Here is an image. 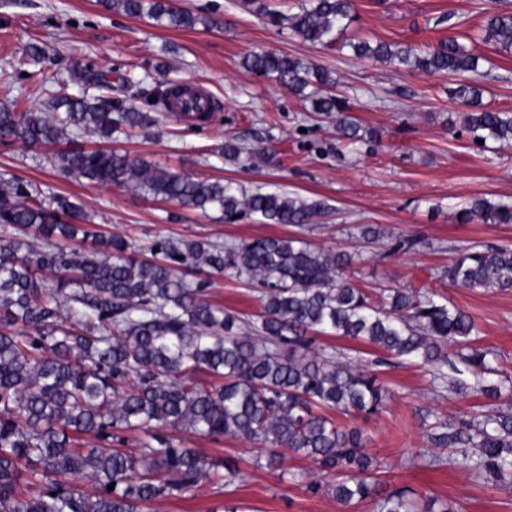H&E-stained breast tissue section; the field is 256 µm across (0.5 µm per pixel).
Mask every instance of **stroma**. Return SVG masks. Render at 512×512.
<instances>
[{
    "label": "stroma",
    "instance_id": "35a3bbf8",
    "mask_svg": "<svg viewBox=\"0 0 512 512\" xmlns=\"http://www.w3.org/2000/svg\"><path fill=\"white\" fill-rule=\"evenodd\" d=\"M203 19L190 29L161 28L151 21L103 10L97 0H0V70L15 74L13 94L26 107L44 106L53 87L42 80L39 63L28 60L29 44L44 47L55 73L68 81L71 60L93 70L131 75L149 92L174 80L211 93L222 104L205 123L169 114L160 135L139 131L118 136L112 148L196 178L232 181L247 192H284L325 202L313 223L263 224L247 216L227 224L203 213L123 187H101L64 177L42 165L43 148L0 145V171L8 170L44 190L82 205L102 231L139 244L162 238L220 243L258 237H300L324 251L354 254L346 274L373 301L384 302L393 288H411L449 299L475 320L477 346L495 352L494 363L512 375V290L459 288L443 271L459 249L512 248V224L474 220L464 224L463 202L485 198L512 205V147L473 140L462 123L466 105L453 99L455 80L355 58L339 45H312L243 0H172ZM345 36L372 42L432 46L454 36L487 57L480 80L482 102L512 113V55L481 42L484 11L512 12V0H355ZM272 51L312 62L329 71L337 94L349 99L353 116L378 133L374 144L337 138L336 118L310 112L308 103L264 76L247 74L249 53ZM253 148V155L227 160V138ZM263 155H256V148ZM380 228L379 242L365 243L358 228ZM412 238L416 248L396 250ZM209 301L241 322L261 310L258 288L235 272L213 278ZM315 352L362 368L376 366L394 397L372 417L339 411V424L363 428L368 453L381 470L385 488L407 487L418 497L447 503L450 512H512V477L475 479L449 464H433L437 450L427 440V414L444 419L480 410L481 398L459 397L430 383L428 366L387 355L381 349L322 334ZM175 441L195 448L216 464L234 462L241 472L231 486L213 479L179 497L149 505L147 512H374L371 501L344 507L329 494H312L319 472L311 460L283 452L282 470L257 467L252 443L210 438L177 429Z\"/></svg>",
    "mask_w": 512,
    "mask_h": 512
}]
</instances>
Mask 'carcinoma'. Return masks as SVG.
<instances>
[{
    "instance_id": "obj_1",
    "label": "carcinoma",
    "mask_w": 512,
    "mask_h": 512,
    "mask_svg": "<svg viewBox=\"0 0 512 512\" xmlns=\"http://www.w3.org/2000/svg\"><path fill=\"white\" fill-rule=\"evenodd\" d=\"M248 6L304 41L331 44L354 18L353 0H306L280 15L262 0ZM107 11L148 19L172 29L200 19L170 0H99ZM482 41L512 54V13L488 11ZM358 59L455 77L454 95L475 108L462 115L474 141L512 147V113L478 105L476 82L485 58L450 37L421 51L409 44L348 40ZM250 74L267 76L304 100L311 111L336 113V133L361 134L335 80L314 64L287 54L244 57ZM82 93H58L41 108L22 100L0 105V143L55 146L44 161L59 173L104 187H124L226 221L256 215L265 224L306 225L324 204L280 192L248 193L231 182L170 172L127 152L90 149L83 138L109 141L129 130L158 129L169 98L209 118L219 103L185 85L159 91L144 109L112 94V71L70 65ZM321 85L313 97L308 87ZM498 224L512 208L485 198L461 210ZM152 259L135 258L136 245L103 235L69 198L45 194L0 171V512H142L147 503L184 494L210 478L217 465L193 448L173 443L172 428L208 437L230 436L260 446L256 464L280 467L286 448L311 460L327 492L343 505L369 500L374 512H432L406 488L386 490L379 466L358 426L340 425L329 410L371 415L390 390L368 370L311 353L313 334L360 340L433 367L445 387V347L462 343L460 361L473 380L457 394L490 400L512 392V377L494 382L489 351L472 345L473 317L451 302L411 289H394L375 304L344 271L353 256L324 252L300 238L260 237L241 244L160 239ZM232 270L260 289L261 312L244 327L205 299L210 277ZM206 278H201V275ZM448 280L465 288L512 289V248H469L448 265ZM142 434L126 448V434ZM436 448H452L450 464L476 478L512 474V408L434 423ZM88 479L93 491L78 488ZM114 489H108V486Z\"/></svg>"
}]
</instances>
